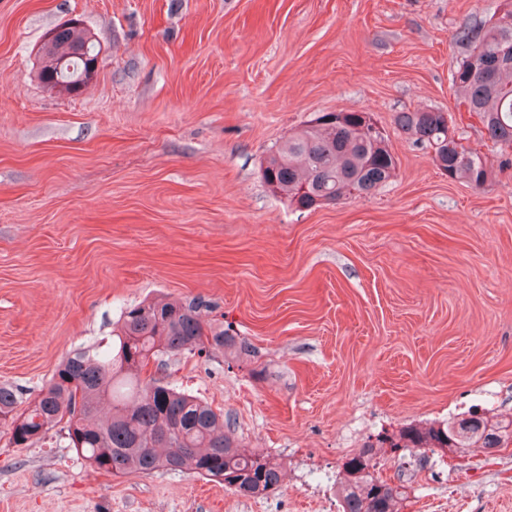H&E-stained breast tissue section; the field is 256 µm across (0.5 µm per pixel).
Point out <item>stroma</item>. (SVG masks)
Listing matches in <instances>:
<instances>
[{
	"label": "stroma",
	"mask_w": 512,
	"mask_h": 512,
	"mask_svg": "<svg viewBox=\"0 0 512 512\" xmlns=\"http://www.w3.org/2000/svg\"><path fill=\"white\" fill-rule=\"evenodd\" d=\"M503 0H0V383L35 397L122 310L210 306L236 352L150 362L285 466L263 498L189 472L111 476L54 430L0 424V512H322L344 462L408 425L512 417V149L457 110L453 36ZM76 18L103 49L78 94L35 53ZM451 113L487 159L448 178L397 113ZM369 113L398 165L296 208L262 167L326 112ZM402 512H512V447L378 449ZM325 496V497H326Z\"/></svg>",
	"instance_id": "obj_1"
}]
</instances>
